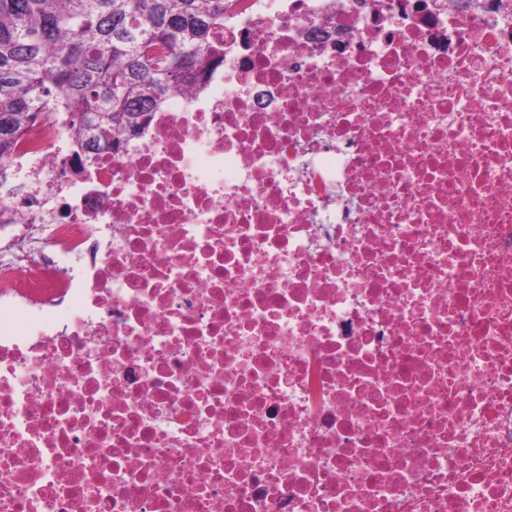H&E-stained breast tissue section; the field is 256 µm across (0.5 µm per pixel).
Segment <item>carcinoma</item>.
Wrapping results in <instances>:
<instances>
[{
	"mask_svg": "<svg viewBox=\"0 0 512 512\" xmlns=\"http://www.w3.org/2000/svg\"><path fill=\"white\" fill-rule=\"evenodd\" d=\"M223 26L224 0H0V164L58 107L77 141L137 130L211 64Z\"/></svg>",
	"mask_w": 512,
	"mask_h": 512,
	"instance_id": "1",
	"label": "carcinoma"
}]
</instances>
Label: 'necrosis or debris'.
Returning <instances> with one entry per match:
<instances>
[{"instance_id": "necrosis-or-debris-1", "label": "necrosis or debris", "mask_w": 512, "mask_h": 512, "mask_svg": "<svg viewBox=\"0 0 512 512\" xmlns=\"http://www.w3.org/2000/svg\"><path fill=\"white\" fill-rule=\"evenodd\" d=\"M111 148L0 165V512H512V0H224Z\"/></svg>"}]
</instances>
